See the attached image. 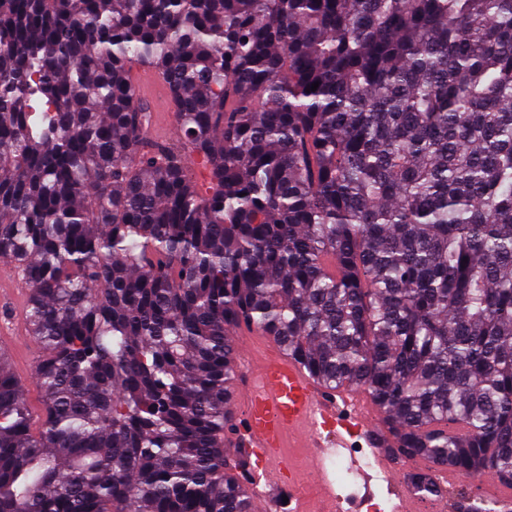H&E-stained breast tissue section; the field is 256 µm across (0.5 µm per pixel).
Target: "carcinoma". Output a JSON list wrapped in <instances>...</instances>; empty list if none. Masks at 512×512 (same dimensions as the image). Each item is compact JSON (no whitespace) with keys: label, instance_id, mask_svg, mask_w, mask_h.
Here are the masks:
<instances>
[{"label":"carcinoma","instance_id":"obj_1","mask_svg":"<svg viewBox=\"0 0 512 512\" xmlns=\"http://www.w3.org/2000/svg\"><path fill=\"white\" fill-rule=\"evenodd\" d=\"M0 260V512H253L242 326L512 487V0H0ZM134 84L140 96L151 99L156 105L154 133L166 137L171 130L173 110L162 88V80L153 69L142 67L136 71ZM28 295V289L23 288L20 281L14 276L12 277L7 266H2L0 269V305L2 309L6 307L10 310V318L7 322H3L0 314V350L5 353L15 352L19 358H22L28 347L20 340L25 328L24 311ZM39 354H40V348H35V349L31 350L29 359L24 358V363L27 364L31 370L30 383H29L30 372L28 370H26V368L24 366H22L18 369L17 363L12 364L14 371L18 369L17 373H16L17 385L20 386V388L25 389L29 383L28 387L26 388V390L24 392H25L29 406L35 412H38L40 409V406H41L40 405V403H41L40 392L35 384V365H36V360H37Z\"/></svg>","mask_w":512,"mask_h":512}]
</instances>
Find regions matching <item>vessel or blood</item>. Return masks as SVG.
Wrapping results in <instances>:
<instances>
[{
  "label": "vessel or blood",
  "mask_w": 512,
  "mask_h": 512,
  "mask_svg": "<svg viewBox=\"0 0 512 512\" xmlns=\"http://www.w3.org/2000/svg\"><path fill=\"white\" fill-rule=\"evenodd\" d=\"M134 84L140 96L156 105L154 133L167 136L172 107L161 79L143 67L137 70ZM28 295L19 280L0 269V306L10 311L7 322L0 324V351L26 352L21 337ZM242 357L249 369L237 377L233 403L247 427L244 445L256 457L249 481L256 500H269L271 488L284 481L292 512H311L301 482L287 476V461L297 449L308 459L320 491L321 512H336V490L325 461L328 455L350 447L352 438L360 435L377 451L371 470L360 473L364 485L394 478L396 463L382 452L386 438L372 428V417L359 393L338 396L320 388L299 362L261 336L243 346Z\"/></svg>",
  "instance_id": "obj_1"
}]
</instances>
